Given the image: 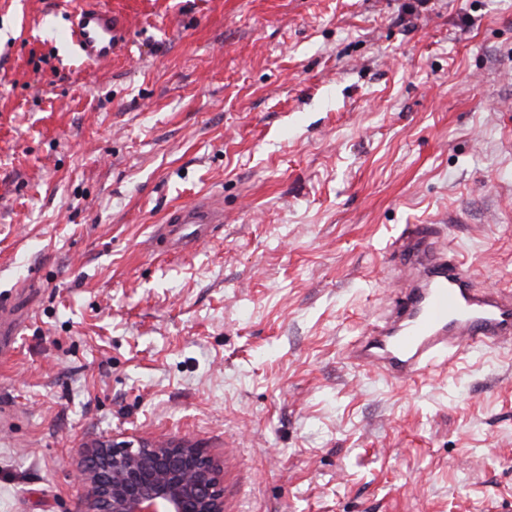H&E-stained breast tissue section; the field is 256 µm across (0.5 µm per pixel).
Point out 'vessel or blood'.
Here are the masks:
<instances>
[{"mask_svg": "<svg viewBox=\"0 0 512 512\" xmlns=\"http://www.w3.org/2000/svg\"><path fill=\"white\" fill-rule=\"evenodd\" d=\"M120 36L111 8L84 7L65 40L84 62L101 65L111 61ZM223 221L221 201L204 195L172 210L156 238L162 251L178 252L205 242ZM389 259L397 296L391 312L348 351L356 367L406 383L474 344L512 348V296L476 287L467 262L439 235L405 225L389 245Z\"/></svg>", "mask_w": 512, "mask_h": 512, "instance_id": "1", "label": "vessel or blood"}]
</instances>
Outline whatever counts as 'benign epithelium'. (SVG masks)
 Listing matches in <instances>:
<instances>
[{"mask_svg": "<svg viewBox=\"0 0 512 512\" xmlns=\"http://www.w3.org/2000/svg\"><path fill=\"white\" fill-rule=\"evenodd\" d=\"M82 454L84 512H224L220 466L188 441L114 437Z\"/></svg>", "mask_w": 512, "mask_h": 512, "instance_id": "7a95c632", "label": "benign epithelium"}]
</instances>
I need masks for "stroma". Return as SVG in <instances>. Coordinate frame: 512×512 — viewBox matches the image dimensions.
Masks as SVG:
<instances>
[{
    "instance_id": "stroma-1",
    "label": "stroma",
    "mask_w": 512,
    "mask_h": 512,
    "mask_svg": "<svg viewBox=\"0 0 512 512\" xmlns=\"http://www.w3.org/2000/svg\"><path fill=\"white\" fill-rule=\"evenodd\" d=\"M0 0V512H81L82 450L188 439L231 512L512 505V350L346 358L428 224L512 292V0ZM129 22L111 63L61 40ZM224 222L160 253L203 194ZM121 26L107 6L85 8L75 13V21L65 40L87 63L101 65L112 60ZM224 207L215 195H203L192 204L172 210L157 228L156 238L163 252H178L205 242L214 224H223ZM187 226L193 229L186 232Z\"/></svg>"
}]
</instances>
